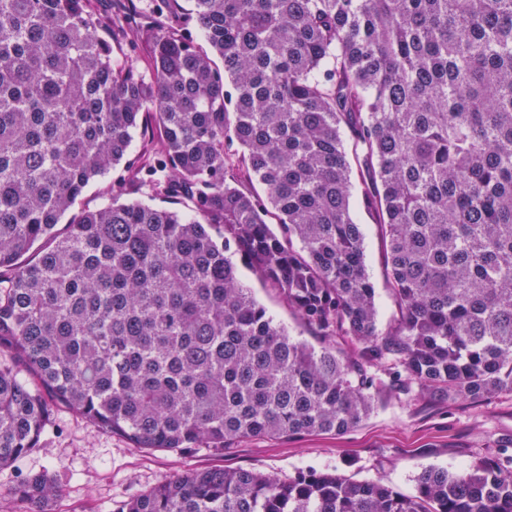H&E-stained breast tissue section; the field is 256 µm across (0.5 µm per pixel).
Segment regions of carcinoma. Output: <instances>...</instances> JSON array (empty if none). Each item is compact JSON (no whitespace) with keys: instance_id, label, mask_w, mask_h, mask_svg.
I'll list each match as a JSON object with an SVG mask.
<instances>
[{"instance_id":"carcinoma-1","label":"carcinoma","mask_w":512,"mask_h":512,"mask_svg":"<svg viewBox=\"0 0 512 512\" xmlns=\"http://www.w3.org/2000/svg\"><path fill=\"white\" fill-rule=\"evenodd\" d=\"M187 2L131 7L147 79L92 0H0V467L55 402L136 448L222 452L344 432L386 388L512 392V0ZM109 173L183 209L73 211ZM354 187L386 246L388 332ZM234 255L320 347L266 316ZM507 463L426 468L412 495L210 468L115 512H512ZM57 493L45 473L14 490L28 512Z\"/></svg>"}]
</instances>
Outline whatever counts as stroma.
Returning a JSON list of instances; mask_svg holds the SVG:
<instances>
[{"label":"stroma","mask_w":512,"mask_h":512,"mask_svg":"<svg viewBox=\"0 0 512 512\" xmlns=\"http://www.w3.org/2000/svg\"><path fill=\"white\" fill-rule=\"evenodd\" d=\"M353 216L365 226L366 266L376 288L379 327L385 331L396 325L399 308L386 287L384 243L361 211ZM237 266L241 282L275 322L294 339L317 344L312 330L255 277L246 260H238ZM510 455V392L471 402L386 389L376 397L370 415L346 432L245 438L222 454L208 448H136L56 407L37 448L0 469V512H24L26 505L13 489L30 473H46L58 486L49 512H113L134 494L210 467L245 468L284 479L309 469L328 471L355 480L375 479L411 494L416 476L427 467L456 471L483 458Z\"/></svg>","instance_id":"1"}]
</instances>
